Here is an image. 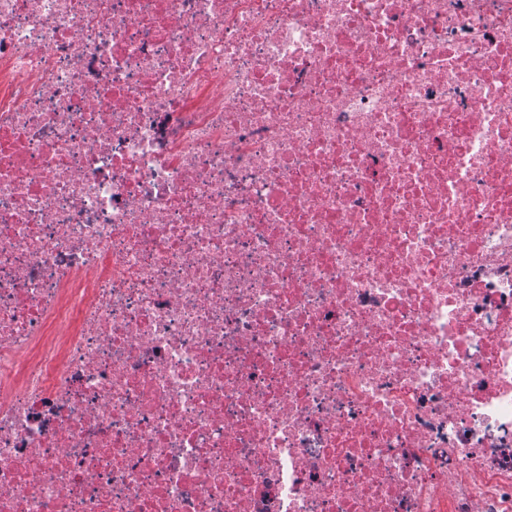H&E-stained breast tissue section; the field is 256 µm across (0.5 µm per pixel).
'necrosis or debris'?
I'll use <instances>...</instances> for the list:
<instances>
[{
    "label": "necrosis or debris",
    "mask_w": 512,
    "mask_h": 512,
    "mask_svg": "<svg viewBox=\"0 0 512 512\" xmlns=\"http://www.w3.org/2000/svg\"><path fill=\"white\" fill-rule=\"evenodd\" d=\"M0 512H512V0H0Z\"/></svg>",
    "instance_id": "obj_1"
}]
</instances>
